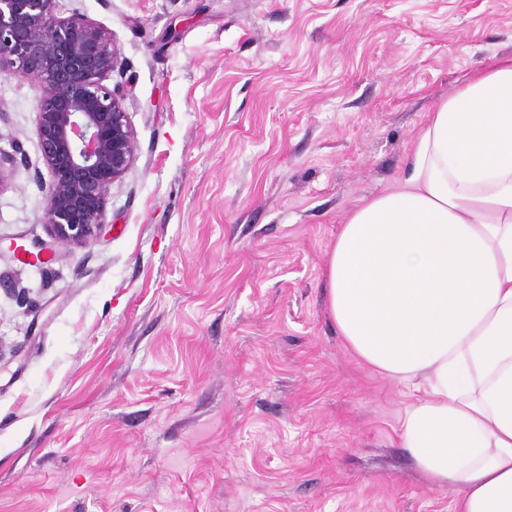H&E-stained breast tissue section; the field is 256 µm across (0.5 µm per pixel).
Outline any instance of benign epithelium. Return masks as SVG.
Returning <instances> with one entry per match:
<instances>
[{"instance_id":"benign-epithelium-1","label":"benign epithelium","mask_w":512,"mask_h":512,"mask_svg":"<svg viewBox=\"0 0 512 512\" xmlns=\"http://www.w3.org/2000/svg\"><path fill=\"white\" fill-rule=\"evenodd\" d=\"M120 65L112 34L84 14L61 17L56 0H0V73L40 85L36 133L50 179L34 180L43 223L63 246L98 240L109 190L136 159L126 92L105 84Z\"/></svg>"}]
</instances>
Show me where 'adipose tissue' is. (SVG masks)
Listing matches in <instances>:
<instances>
[{"label":"adipose tissue","mask_w":512,"mask_h":512,"mask_svg":"<svg viewBox=\"0 0 512 512\" xmlns=\"http://www.w3.org/2000/svg\"><path fill=\"white\" fill-rule=\"evenodd\" d=\"M326 275L347 344L420 393L401 429L419 472L456 512H512V58L431 113Z\"/></svg>","instance_id":"ef3b65f1"}]
</instances>
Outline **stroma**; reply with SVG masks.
I'll list each match as a JSON object with an SVG mask.
<instances>
[{
  "label": "stroma",
  "mask_w": 512,
  "mask_h": 512,
  "mask_svg": "<svg viewBox=\"0 0 512 512\" xmlns=\"http://www.w3.org/2000/svg\"><path fill=\"white\" fill-rule=\"evenodd\" d=\"M112 34L137 142L88 247L47 240L39 85L0 75V512H453L417 394L327 308L342 224L512 57V0H56Z\"/></svg>",
  "instance_id": "35a3bbf8"
}]
</instances>
